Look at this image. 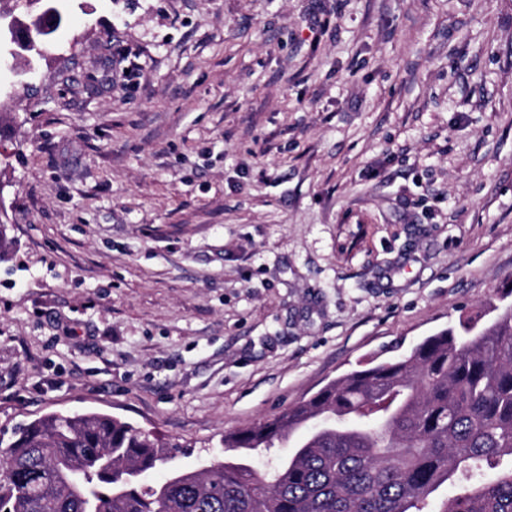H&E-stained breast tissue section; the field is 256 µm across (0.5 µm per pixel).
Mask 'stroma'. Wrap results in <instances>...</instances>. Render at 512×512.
<instances>
[{"instance_id": "stroma-1", "label": "stroma", "mask_w": 512, "mask_h": 512, "mask_svg": "<svg viewBox=\"0 0 512 512\" xmlns=\"http://www.w3.org/2000/svg\"><path fill=\"white\" fill-rule=\"evenodd\" d=\"M0 441L224 435L512 290V0H69L0 68Z\"/></svg>"}]
</instances>
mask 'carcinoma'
<instances>
[{
	"mask_svg": "<svg viewBox=\"0 0 512 512\" xmlns=\"http://www.w3.org/2000/svg\"><path fill=\"white\" fill-rule=\"evenodd\" d=\"M47 8L21 45L42 56ZM459 318L410 354L352 371L303 404L224 447L268 455L309 421L293 454L262 467L232 457L200 470L174 468L160 443L108 414L51 413L0 451V501L10 512H427L442 485L457 487L438 512H512V305L484 325Z\"/></svg>",
	"mask_w": 512,
	"mask_h": 512,
	"instance_id": "obj_1",
	"label": "carcinoma"
}]
</instances>
